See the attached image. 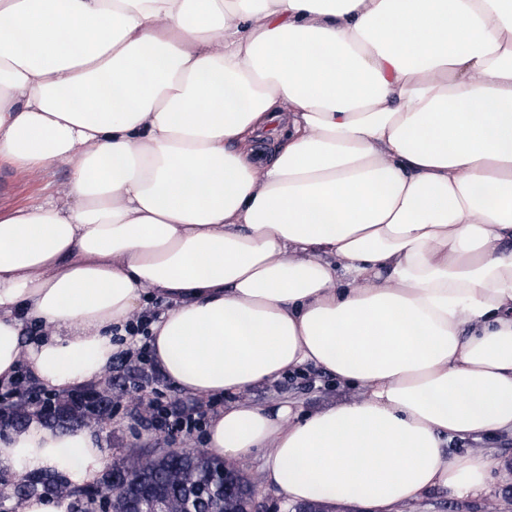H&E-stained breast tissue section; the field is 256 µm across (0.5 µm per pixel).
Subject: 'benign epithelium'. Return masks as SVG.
Wrapping results in <instances>:
<instances>
[{"label":"benign epithelium","mask_w":512,"mask_h":512,"mask_svg":"<svg viewBox=\"0 0 512 512\" xmlns=\"http://www.w3.org/2000/svg\"><path fill=\"white\" fill-rule=\"evenodd\" d=\"M162 447L157 449V453L164 455H190L192 457H207L209 453L205 450L191 445L186 440L172 442L170 440H161ZM148 463V458L137 457L134 464L127 466L122 475L109 483L100 484L86 488L100 502L109 505L125 495L126 491L134 486L142 487V492L138 500V512H194V493L190 490L184 499L175 506L162 493L161 490L152 487L144 482V471ZM212 492L216 493L219 489L229 492L231 485H236L240 490L246 492L251 499V508L249 512H270L273 506L260 501L257 498V484L253 478L239 470L229 466L216 468L212 470L206 478Z\"/></svg>","instance_id":"1"}]
</instances>
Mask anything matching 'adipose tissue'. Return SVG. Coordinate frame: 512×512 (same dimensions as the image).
Listing matches in <instances>:
<instances>
[{
	"label": "adipose tissue",
	"instance_id": "ef3b65f1",
	"mask_svg": "<svg viewBox=\"0 0 512 512\" xmlns=\"http://www.w3.org/2000/svg\"><path fill=\"white\" fill-rule=\"evenodd\" d=\"M61 163L65 197L0 214V381L99 379L150 291L163 373L228 399L210 452L263 449L287 500L481 488L446 447L512 433V0H0V164ZM309 364L356 396L247 399ZM0 463L104 456L34 422Z\"/></svg>",
	"mask_w": 512,
	"mask_h": 512
}]
</instances>
